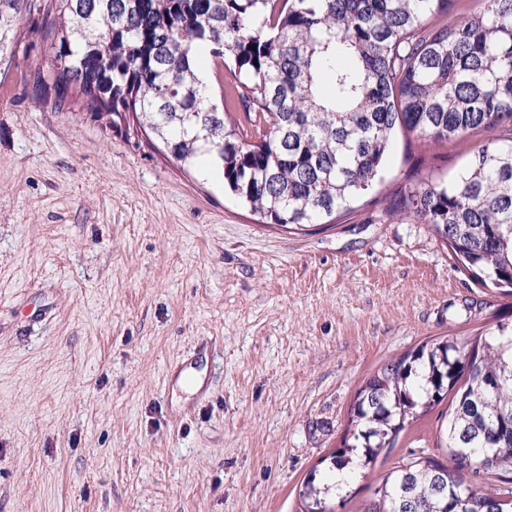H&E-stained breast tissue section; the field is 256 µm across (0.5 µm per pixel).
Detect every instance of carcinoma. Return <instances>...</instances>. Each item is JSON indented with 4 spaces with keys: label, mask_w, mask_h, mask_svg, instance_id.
I'll list each match as a JSON object with an SVG mask.
<instances>
[{
    "label": "carcinoma",
    "mask_w": 512,
    "mask_h": 512,
    "mask_svg": "<svg viewBox=\"0 0 512 512\" xmlns=\"http://www.w3.org/2000/svg\"><path fill=\"white\" fill-rule=\"evenodd\" d=\"M0 0V61L22 25L50 45L54 106L104 127L136 124L185 166L201 156L263 224H329L380 179L396 129L474 151L448 183L409 181L394 212L431 226L481 283L512 289V0ZM432 15L441 22L426 24ZM229 74L246 122L211 103L193 50ZM260 135L257 142L251 141ZM451 398L439 461L421 450L376 483L363 512H490L512 499V322L464 346L427 341L358 389L350 433L299 489V512H328L351 474ZM500 482L489 487L479 475Z\"/></svg>",
    "instance_id": "cac0c4a2"
}]
</instances>
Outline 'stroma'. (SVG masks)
<instances>
[{"instance_id":"1","label":"stroma","mask_w":512,"mask_h":512,"mask_svg":"<svg viewBox=\"0 0 512 512\" xmlns=\"http://www.w3.org/2000/svg\"><path fill=\"white\" fill-rule=\"evenodd\" d=\"M0 68V512H296L339 447L357 390L437 338L512 321L412 215L407 177L448 179L482 133L397 132L372 198L285 229L136 128L109 129L29 73V35ZM205 385L177 387L186 366ZM433 409L402 431L339 512L437 445Z\"/></svg>"}]
</instances>
